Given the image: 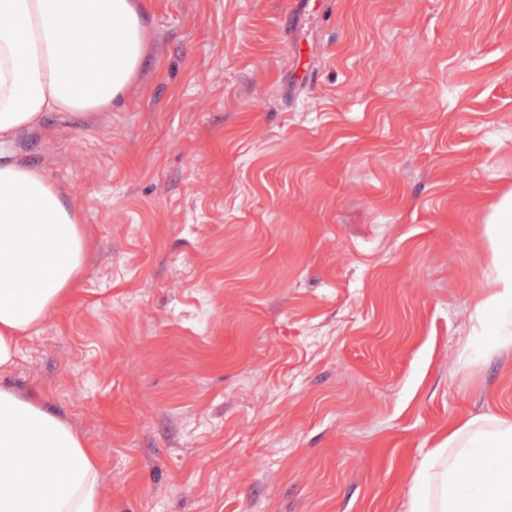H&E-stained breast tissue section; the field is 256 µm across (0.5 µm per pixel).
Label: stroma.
<instances>
[{
    "label": "stroma",
    "instance_id": "stroma-1",
    "mask_svg": "<svg viewBox=\"0 0 512 512\" xmlns=\"http://www.w3.org/2000/svg\"><path fill=\"white\" fill-rule=\"evenodd\" d=\"M106 116L45 113L86 260L7 381L106 512H405L451 424L512 412L476 318L512 190V0H139Z\"/></svg>",
    "mask_w": 512,
    "mask_h": 512
}]
</instances>
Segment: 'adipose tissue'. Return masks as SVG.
I'll list each match as a JSON object with an SVG mask.
<instances>
[{
	"mask_svg": "<svg viewBox=\"0 0 512 512\" xmlns=\"http://www.w3.org/2000/svg\"><path fill=\"white\" fill-rule=\"evenodd\" d=\"M147 29L137 0H0V143L48 112H107L140 71ZM79 214L44 171L0 163V377L20 341L77 287ZM495 333L512 337V192L493 205ZM0 512H103L95 453L34 395L0 384ZM407 512H512V416L450 427L412 477Z\"/></svg>",
	"mask_w": 512,
	"mask_h": 512,
	"instance_id": "obj_1",
	"label": "adipose tissue"
}]
</instances>
